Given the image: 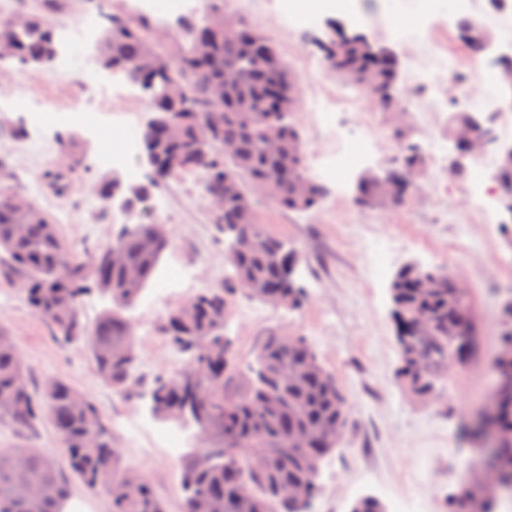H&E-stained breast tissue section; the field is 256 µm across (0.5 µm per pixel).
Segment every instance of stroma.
Returning a JSON list of instances; mask_svg holds the SVG:
<instances>
[{
    "label": "stroma",
    "mask_w": 512,
    "mask_h": 512,
    "mask_svg": "<svg viewBox=\"0 0 512 512\" xmlns=\"http://www.w3.org/2000/svg\"><path fill=\"white\" fill-rule=\"evenodd\" d=\"M132 5L133 0H59L55 28H72L89 14L99 20L112 11L128 12ZM268 10L266 18L254 19L253 24L274 40L301 84L293 118L310 151L335 152L337 138L348 139L356 133L355 115L350 111L332 115L327 125L314 122L306 89L314 77L322 78L325 90L339 87L336 77L324 75L310 38L325 36L340 25L397 51L402 60L400 84L413 91L408 98L412 112H438L446 117L491 110L499 143L512 142V131L503 129L504 116L512 111V96L504 94L493 78L488 57L467 55L457 19L448 12V0H348L342 12L324 7L321 0H269ZM393 12L410 23L425 18L431 41L443 49L442 57L459 60L460 73L448 79L443 94L419 92L422 73L442 57L417 50L409 32L387 31L386 20ZM93 45L90 36L61 45L58 59L48 70L0 59V161L12 173V188L51 214L60 235L82 255L110 245L114 229L137 221L136 213L123 215L101 206L90 185L115 173L126 175L131 169L142 178L149 171L140 149L124 168H113L103 159L104 154L121 153L126 139H140L149 117V99L140 87L104 73L102 84L119 89L121 95L87 107L77 71L92 57ZM21 92L33 100L50 101L56 120L47 126L35 125L28 112L13 105ZM18 126L25 131L20 140L12 135ZM64 132L74 133L79 141L80 158L70 159L56 150ZM391 164V157L373 155L339 180L327 181L328 193L313 215L283 212L261 195L254 199L259 222L296 250V279L305 295L301 306L290 311L258 306L245 293L234 292L225 332L233 341L235 364L247 370L272 332L303 333L335 375L348 405V425L336 449L320 465L321 492L306 512H351L363 496L379 499L386 512L404 498L413 499L420 512H445L448 496L458 494L483 457L468 425L498 385L495 362L504 311L512 303V217L496 196L485 207H473L469 174L454 172L442 180L438 202L412 200L393 211L357 207L358 176L363 170ZM53 169L70 170L71 186L65 193L43 182V173ZM150 206L157 215H176V223L168 227L171 246L161 266L186 271L189 279L167 291L160 280H152L125 313L134 330L138 363L153 366L141 383L126 393L105 385L85 344L56 340L20 286L3 276L0 325L13 336L32 387L50 377L62 378L93 399L107 417L124 461L146 474L166 512H181V464L200 455L204 444L190 418H165L153 408L150 385L174 371L163 321L168 312L203 289L227 288L231 282L224 236L212 223L200 190L183 189L174 177ZM461 233L470 240L471 251L466 255L454 250V240ZM408 265L447 267L463 284L477 325L476 352L454 365L427 396L413 395L398 376L391 282ZM256 306L261 307V316L243 317L244 309ZM177 428L186 435L178 457H169L161 448L150 458L140 456L137 444L143 432L158 437L164 430ZM12 446L39 449L59 468L67 466L49 422L24 433L0 425V448Z\"/></svg>",
    "instance_id": "obj_1"
}]
</instances>
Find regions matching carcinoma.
I'll return each instance as SVG.
<instances>
[{
  "mask_svg": "<svg viewBox=\"0 0 512 512\" xmlns=\"http://www.w3.org/2000/svg\"><path fill=\"white\" fill-rule=\"evenodd\" d=\"M217 13L224 14V0H202L203 18L183 19L180 33L166 43L154 39L156 24L149 16L130 17L122 11L105 16L103 35L109 49L103 63L149 90L150 108L164 117L150 150L154 178L140 184L145 189L143 200L153 199L168 178L192 173L201 178L205 192L224 188L226 180L242 192L258 190V181L278 182L284 187L273 199L279 209L313 215L327 189L307 168L300 127L293 117L279 112L280 95L297 92V84H288L292 71L272 40L242 20L237 21L234 35L212 37L208 58L192 57V40L208 36V18ZM53 34L48 12L33 15L32 22L22 27L0 19V40L12 41L15 59L25 65L48 52ZM319 47L328 72L365 91L357 79L365 62L355 47L340 43L337 34ZM268 51L272 65L256 70L245 85L224 88L221 104L211 99L209 88L224 80V68ZM158 56L170 61L168 70L152 68ZM167 84L182 90L184 106L166 100ZM201 121L211 125L214 143L234 141L235 153L191 151ZM274 125L282 127V149L277 153L266 145V130ZM395 138L400 145L397 170L426 165L413 143L398 131ZM183 151L187 159L180 166H161L167 155ZM10 179V171L0 163V275L18 274L27 302L48 323L53 336L65 343L83 340L101 381L126 390L134 382L137 352L123 311L137 302L157 275L171 244L166 225L150 214L137 224H123L112 244L84 260L61 237L51 216L43 212L42 221L33 223L27 211L13 204L17 193ZM301 180L310 184L307 195L296 189ZM211 217L227 239L226 261L235 287L262 303L277 299L283 308H296L301 286L295 279L297 255L288 244L259 223L256 214L241 219L230 195L224 196V210ZM238 234L250 243L242 252L232 250V238ZM114 248L122 253L119 264L110 260ZM90 282L112 301V309L92 327L82 322L80 314ZM392 286L398 336L415 335L418 317L430 319L429 336L418 343L421 363L402 355L398 370L413 392L430 393L448 358L464 352L461 340L448 335V324L466 330L467 309L456 299L453 276L443 267L402 269ZM229 304L228 289L207 288L186 302L190 309L164 320L166 336L190 354L184 370L198 373L199 382L176 389L171 377L160 378L151 387L153 402L179 415L202 414L220 431L219 442L206 444L202 455L182 463V512H304L295 502L280 498L277 489L302 487L310 499L319 492V466L336 449L347 426L345 398L308 338L290 332L266 337L255 357V375H245L239 393L227 394L225 381L235 375L232 341L224 335ZM44 419L63 444L70 474L90 489L105 490L112 512H165L148 479L124 463L109 423L94 401L60 378L45 380L40 391L33 392L11 333L0 327V424L23 432ZM495 425L499 443L494 460L512 480L511 388L498 397ZM296 432L309 435L306 447L291 443ZM246 452L264 461V467L252 468ZM69 498V480L38 449L0 448V512H64Z\"/></svg>",
  "mask_w": 512,
  "mask_h": 512,
  "instance_id": "cac0c4a2",
  "label": "carcinoma"
}]
</instances>
